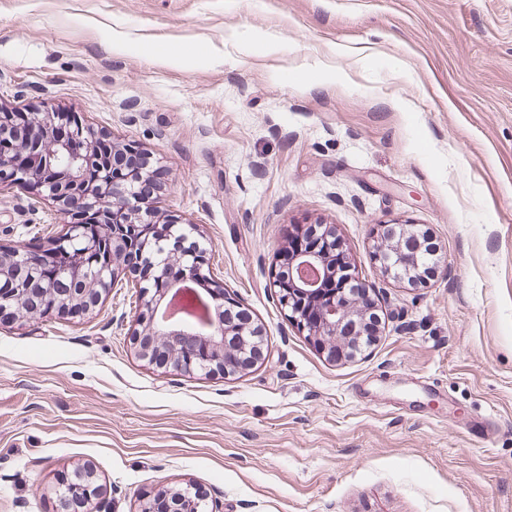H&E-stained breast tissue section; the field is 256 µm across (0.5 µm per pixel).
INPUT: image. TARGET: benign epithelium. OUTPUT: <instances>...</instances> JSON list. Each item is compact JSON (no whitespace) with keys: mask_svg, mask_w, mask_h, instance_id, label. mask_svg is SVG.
<instances>
[{"mask_svg":"<svg viewBox=\"0 0 512 512\" xmlns=\"http://www.w3.org/2000/svg\"><path fill=\"white\" fill-rule=\"evenodd\" d=\"M65 116L46 103L38 112L29 113L25 127L13 120V113L0 108V137L13 134L15 148L41 159L38 167H14L0 149V185L27 184L59 206L63 215L78 211L95 212L100 217V232L110 237L112 262L92 267L84 257L93 252L99 236L91 235L84 223H67L63 234L50 239L51 252L64 261L67 271L81 281L73 295L63 296L51 288H34L27 280L30 264L26 246L19 244L6 251L0 261V276H10L20 287L0 301V310L12 311L11 321L22 323L45 314L80 317L94 311L103 294L120 282L119 263L125 260L130 238L153 237L161 251L142 252L155 272V288L141 287L144 308L141 324L149 320L146 329L133 328L135 337L149 336L142 346L133 342L135 355L159 369L193 375L202 370L205 375L221 374L228 378L256 365L263 354L255 351L254 339L262 335L259 327H238L223 317H215L210 331L203 335L191 323L166 317L168 304L184 284L209 283L207 252L200 246L186 245L188 234L179 230L180 218L156 224L155 212L138 196L133 185L116 178H107L101 188L86 191L84 173L87 167L107 168L95 151L96 136L85 126L76 124L70 137L56 133V122ZM324 235L317 246L285 254L288 259V280L272 270L270 288L278 296L288 321L315 341L329 360L343 357L342 346L349 345L362 333L364 312L350 303L346 289L339 285L327 287L334 276L336 248L341 246L333 226L322 224ZM375 257L386 275L398 280H414L418 265L411 263L404 251V242L387 244L379 240L373 245ZM209 307L228 312L240 306L224 286L206 289ZM61 512H87V506L98 499L100 487L95 473L84 469L74 479L61 484ZM206 499L187 484L164 486L143 500L140 512H206Z\"/></svg>","mask_w":512,"mask_h":512,"instance_id":"7a95c632","label":"benign epithelium"}]
</instances>
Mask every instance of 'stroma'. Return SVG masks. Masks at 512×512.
<instances>
[{
    "mask_svg": "<svg viewBox=\"0 0 512 512\" xmlns=\"http://www.w3.org/2000/svg\"><path fill=\"white\" fill-rule=\"evenodd\" d=\"M47 102L163 170L153 209L196 224L265 358L147 365L130 276L0 322V512H59L83 466L112 512L185 483L220 512H512V0H0V108ZM319 222L382 318L336 363L269 288ZM382 224L433 235L426 285L382 272ZM63 225L0 186V248Z\"/></svg>",
    "mask_w": 512,
    "mask_h": 512,
    "instance_id": "stroma-1",
    "label": "stroma"
}]
</instances>
